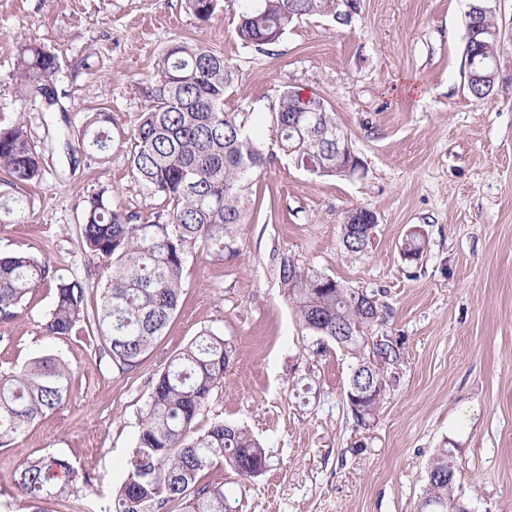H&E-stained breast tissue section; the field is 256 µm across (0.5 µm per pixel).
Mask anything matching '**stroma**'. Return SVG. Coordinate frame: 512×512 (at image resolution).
<instances>
[{
	"mask_svg": "<svg viewBox=\"0 0 512 512\" xmlns=\"http://www.w3.org/2000/svg\"><path fill=\"white\" fill-rule=\"evenodd\" d=\"M470 0H360L350 25L310 17L259 51L235 34L236 0L199 22L185 0H0V118L23 117L42 162L39 185L0 184V203L21 199L24 220L0 219V255L51 259L63 279L84 277L77 225L97 192L140 211H162L133 178L125 148L88 167L75 138L85 107L105 104L124 124L148 106L157 53L192 37L223 51L237 77L228 112L267 116L285 88L323 99L361 161L346 178L312 180L281 153L268 156L248 192L234 257L189 259L177 312L140 365L119 372L92 340L53 341L39 325L54 285L0 325V373L53 351L73 371L70 398L0 446V512H27L17 481L48 454L73 462L107 512L132 452L151 380L199 332L212 329L235 355L196 419L247 428L271 454L241 482L222 459L205 470L224 484L228 512H417L427 467L440 449L462 464L469 512H512V81L478 101L465 86ZM54 49L58 103L16 98L21 44ZM377 224L365 249L343 244L354 209ZM421 230L426 246L405 260ZM374 295L387 312L370 333L401 344L395 386L378 415L357 426L345 392L352 360L303 328L279 280L282 259Z\"/></svg>",
	"mask_w": 512,
	"mask_h": 512,
	"instance_id": "obj_1",
	"label": "stroma"
}]
</instances>
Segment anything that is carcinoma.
Listing matches in <instances>:
<instances>
[{"mask_svg": "<svg viewBox=\"0 0 512 512\" xmlns=\"http://www.w3.org/2000/svg\"><path fill=\"white\" fill-rule=\"evenodd\" d=\"M235 32L242 44L258 50L277 43L298 22L325 16L339 25L351 23L358 0H238ZM202 23L209 21L217 0H186ZM497 0H471L466 20L464 84L477 99L495 89L474 77L499 62L502 33ZM59 56L36 43L22 46L13 73L19 97L55 96ZM236 76L224 53L190 38H174L157 54L146 90L148 109L126 127L108 107L87 113L77 142L89 161L105 163L113 144L130 146L134 179L163 198L165 209L152 224L141 215L104 197H88L81 210L79 236L100 284L95 310L86 307L78 280L65 281L49 259L26 253L0 257V323L17 319L27 298L56 283L51 311L40 323L50 338L94 334L95 353L112 359L122 371L140 365L153 342L178 309L189 257L204 249L213 257L236 253L234 242L244 223L246 191L263 167L266 142L290 160L322 162L326 176L336 172V145L348 142L334 113L320 111L323 100L300 96L293 89L279 93L269 119H251L248 112L224 111V94ZM0 172L11 186L42 180L39 155L25 122L0 124ZM280 281L303 326L334 342L349 329L357 337L381 319L348 288H334L326 275L290 259L282 262ZM355 364H365L369 348L359 340L340 343ZM377 352L388 366L400 358L399 343L381 339ZM234 355L221 335L204 330L172 357L151 387L125 478L112 492L110 512H167L172 502L185 512H226L224 484L202 482L216 459H224L243 480L261 475L270 454L247 429L216 420L198 434L195 421L207 406ZM361 382L370 396L360 400L361 425L373 418L390 393L386 369L365 372ZM72 370L60 356L31 359L0 378V443L6 444L29 425L62 406L70 396ZM461 466L452 450L432 459L422 497L424 512H458ZM87 480L68 459L48 455L30 460L20 471L17 488L28 512H51L48 505L80 491Z\"/></svg>", "mask_w": 512, "mask_h": 512, "instance_id": "carcinoma-1", "label": "carcinoma"}]
</instances>
